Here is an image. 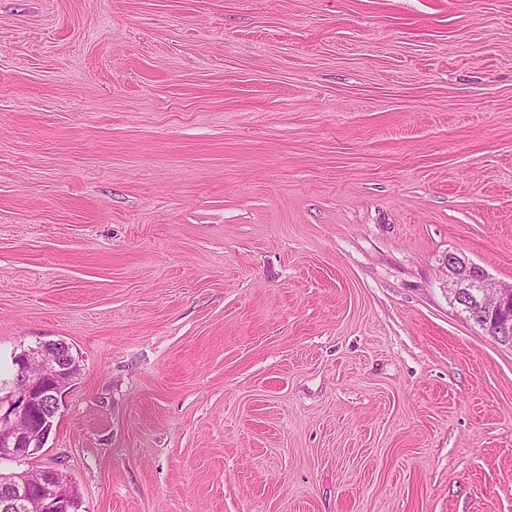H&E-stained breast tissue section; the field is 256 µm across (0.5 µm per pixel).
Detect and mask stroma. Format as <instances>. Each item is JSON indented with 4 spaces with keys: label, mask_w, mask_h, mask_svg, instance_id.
I'll use <instances>...</instances> for the list:
<instances>
[{
    "label": "stroma",
    "mask_w": 512,
    "mask_h": 512,
    "mask_svg": "<svg viewBox=\"0 0 512 512\" xmlns=\"http://www.w3.org/2000/svg\"><path fill=\"white\" fill-rule=\"evenodd\" d=\"M512 0H0V370L77 353L79 512H512ZM443 264L449 301L469 321L512 343V285L492 289L486 270L458 254L448 253Z\"/></svg>",
    "instance_id": "obj_1"
}]
</instances>
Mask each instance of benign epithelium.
Here are the masks:
<instances>
[{"label":"benign epithelium","instance_id":"benign-epithelium-1","mask_svg":"<svg viewBox=\"0 0 512 512\" xmlns=\"http://www.w3.org/2000/svg\"><path fill=\"white\" fill-rule=\"evenodd\" d=\"M449 301L461 309L474 324L512 343V285L491 288L486 270L450 253L444 261ZM17 374L0 387V485L10 487L15 498H36L40 512H58L72 496L73 486L67 476L55 468H44L38 478V491L24 472L6 468L16 462L24 449L42 442L32 430L34 409L43 418L57 416L63 389L78 362L71 347L59 340L39 342L29 352L15 357Z\"/></svg>","mask_w":512,"mask_h":512}]
</instances>
